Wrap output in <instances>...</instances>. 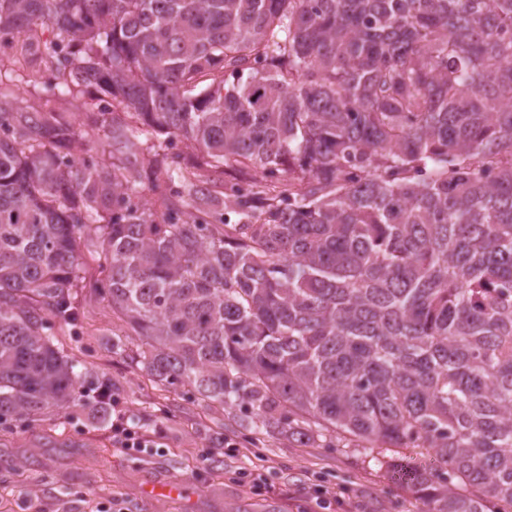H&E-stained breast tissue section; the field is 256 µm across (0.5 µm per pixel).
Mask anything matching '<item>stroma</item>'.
<instances>
[{
  "mask_svg": "<svg viewBox=\"0 0 512 512\" xmlns=\"http://www.w3.org/2000/svg\"><path fill=\"white\" fill-rule=\"evenodd\" d=\"M0 73L21 106L72 119L101 109L94 90H51L47 74L30 67L18 48H0ZM80 253L79 321L54 324V343L110 381L119 410L142 434L158 436L159 449L114 447L111 426L98 425L91 407L1 423L0 512H296V492L319 476L332 491L349 495L358 512H427L398 475L427 464L424 449L372 452L348 437L326 448L251 427L239 408L223 410L186 389L156 383L136 364L138 337L93 289L100 269L88 242H81ZM114 338L122 339L125 354L113 353ZM228 437L239 443L232 457L223 450ZM241 467L261 472L275 493H253L237 474ZM173 480L184 486L180 498L143 492L146 483Z\"/></svg>",
  "mask_w": 512,
  "mask_h": 512,
  "instance_id": "1",
  "label": "stroma"
}]
</instances>
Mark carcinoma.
I'll list each match as a JSON object with an SVG mask.
<instances>
[{"label":"carcinoma","instance_id":"obj_1","mask_svg":"<svg viewBox=\"0 0 512 512\" xmlns=\"http://www.w3.org/2000/svg\"><path fill=\"white\" fill-rule=\"evenodd\" d=\"M23 31L51 89L106 104L77 160L0 79V421L110 388L50 328L85 236L156 382L424 448L428 512H512V0H0V47ZM176 141L204 172L144 167ZM161 174L162 224L133 202Z\"/></svg>","mask_w":512,"mask_h":512}]
</instances>
